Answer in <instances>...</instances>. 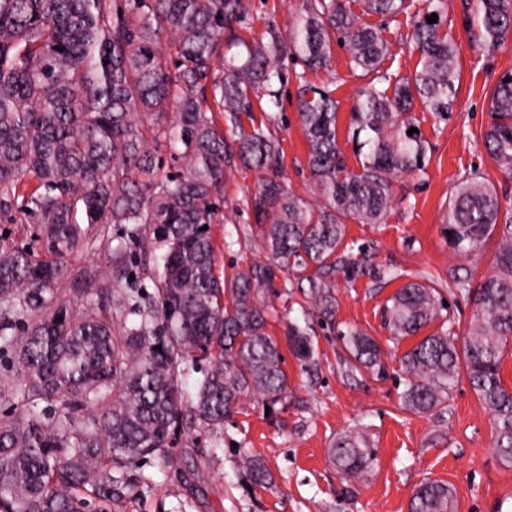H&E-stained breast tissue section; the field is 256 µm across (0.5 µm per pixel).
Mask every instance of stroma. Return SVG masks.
<instances>
[{"label": "stroma", "instance_id": "obj_1", "mask_svg": "<svg viewBox=\"0 0 512 512\" xmlns=\"http://www.w3.org/2000/svg\"><path fill=\"white\" fill-rule=\"evenodd\" d=\"M305 2L246 0L244 18L224 36L225 57H243L246 43L270 27L290 37ZM446 4L460 73L452 116L439 121L415 105V124L428 144L423 170L394 183L383 223L347 220V251L365 260L368 268L351 277L340 269L332 273L336 328H328L313 314L306 291L292 276L280 275L265 294L268 329L279 342L291 390L287 405L269 418L262 405L248 400L220 433L199 429L180 434L170 450V464L153 457L137 464L149 484L126 499L121 512H408L415 490L429 479L453 488L458 512H512V466L498 454L491 417L468 381L460 380L453 388L446 412L417 415L403 410L405 378L399 359L416 340L393 341L382 320L386 299L403 283L447 282L449 267L461 262L442 232L449 198L460 181L489 183L498 192L502 210L512 209V172L498 167L483 146L491 91L498 77L512 70V35L487 51L467 29L465 0ZM348 5L363 23L379 29L388 46L383 68L412 73L419 56L411 52L409 40L425 0H414L412 10L392 21L364 14L360 0H348ZM370 79V74L351 66L347 48L336 42L327 68L312 70L301 60H290L278 101L263 97L254 110V125L282 141L285 182L297 197L315 200L306 162L308 142L298 114V85L331 90L338 103V144L348 170L357 173L361 158L350 115L358 90ZM258 183V172L239 160L224 169V221L210 227L220 277H231L265 258L249 208ZM376 268L398 269L401 277L378 279L372 274ZM292 324L311 339L313 370L302 369L288 345ZM346 326L359 327L378 342L385 354L384 377L349 372L336 338L337 328ZM353 428L374 439L378 457L368 473L348 484L330 463L328 448L338 433ZM245 455L266 459L274 489L255 488L245 480L238 467Z\"/></svg>", "mask_w": 512, "mask_h": 512}]
</instances>
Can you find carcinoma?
Here are the masks:
<instances>
[{
	"label": "carcinoma",
	"instance_id": "cac0c4a2",
	"mask_svg": "<svg viewBox=\"0 0 512 512\" xmlns=\"http://www.w3.org/2000/svg\"><path fill=\"white\" fill-rule=\"evenodd\" d=\"M470 25L487 50L512 31V0H473ZM363 11L395 17L407 0H362ZM245 0H0V220L36 225L38 248L0 242V512H86L93 501L121 505L148 483L133 472L146 457L169 460L184 430L183 383L199 369L191 411L198 428L218 432L240 402L269 415L290 388L278 342L268 332L265 290L281 273L299 274L313 311L336 318L328 275L360 262L340 255L344 221L380 224L393 183L423 169L426 140L410 110L420 102L446 120L457 92L455 46L444 0H427L411 41L419 53L408 75L380 71L387 46L345 0H306L291 40L269 27L240 62L223 56L224 34L241 21ZM437 14L435 23L427 16ZM351 63L376 76L358 90L351 112L362 170H347L337 140V105L328 90H298L309 144L307 165L321 197L316 207L288 190L280 140L246 129L252 97H277L295 55L328 65L332 39ZM392 94H387V89ZM172 108L170 121L144 132V118ZM484 145L512 171V71L493 88ZM261 174L250 207L266 255L230 280L215 273L206 227L224 221V162L230 148ZM171 149L169 157L162 151ZM497 191L462 182L448 202V247L473 257L497 239L495 270L478 285L471 271L448 270V290L473 301L462 342L443 317L446 298L433 281L410 282L383 308L399 342L441 318L436 332L400 358V395L413 414L442 411L466 375L491 415L495 448L512 465V389L501 381L512 343V215L500 218ZM137 227V256L153 283L136 287L127 251L99 241L101 227ZM108 252L112 277L90 267L73 277L76 298L60 285L74 254ZM313 271H308V268ZM131 316L138 317L128 322ZM288 343L302 366H315L309 337L290 325ZM349 370L383 375L384 354L366 331L338 332ZM328 455L343 480L377 458L363 430H346ZM252 485L271 486L265 460L242 462ZM409 512H457L448 483L428 480Z\"/></svg>",
	"mask_w": 512,
	"mask_h": 512
}]
</instances>
